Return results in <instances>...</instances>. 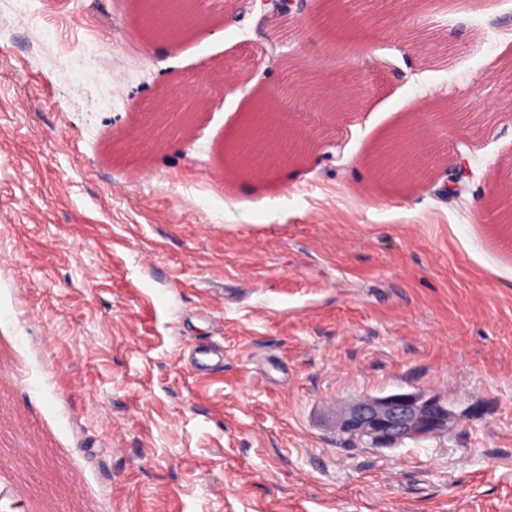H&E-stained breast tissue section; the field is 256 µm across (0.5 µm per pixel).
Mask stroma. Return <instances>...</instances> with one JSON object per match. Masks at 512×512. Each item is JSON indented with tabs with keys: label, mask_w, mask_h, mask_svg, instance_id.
Wrapping results in <instances>:
<instances>
[{
	"label": "stroma",
	"mask_w": 512,
	"mask_h": 512,
	"mask_svg": "<svg viewBox=\"0 0 512 512\" xmlns=\"http://www.w3.org/2000/svg\"><path fill=\"white\" fill-rule=\"evenodd\" d=\"M178 45L130 0L0 11V512H512V0H324ZM112 39L117 51L102 50ZM293 67L358 78L317 159L226 178L224 145ZM165 84L205 104L188 146L127 153ZM447 169L366 160L417 114ZM424 391L445 433L342 447L363 396ZM460 145L470 149V144L466 141L456 143L457 149L449 169L450 173L448 174V183L447 185L445 184L441 190L443 191V194H448V196L455 195L459 190L460 183L471 175L469 154L460 150L458 148Z\"/></svg>",
	"instance_id": "1"
}]
</instances>
